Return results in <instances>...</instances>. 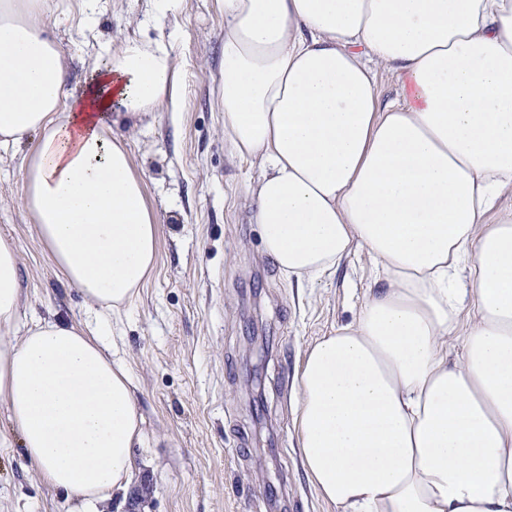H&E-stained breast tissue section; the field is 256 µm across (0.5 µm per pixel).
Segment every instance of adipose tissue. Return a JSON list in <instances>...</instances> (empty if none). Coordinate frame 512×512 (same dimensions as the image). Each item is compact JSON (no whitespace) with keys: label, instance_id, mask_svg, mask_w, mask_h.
I'll return each instance as SVG.
<instances>
[{"label":"adipose tissue","instance_id":"1","mask_svg":"<svg viewBox=\"0 0 512 512\" xmlns=\"http://www.w3.org/2000/svg\"><path fill=\"white\" fill-rule=\"evenodd\" d=\"M48 4L0 0V148L37 136L21 205L99 329L20 326L0 238V400L43 480L100 512L142 434L100 329L151 273L159 234L110 121L181 111L184 93L171 43L135 39L68 91ZM220 102L281 272L309 283L363 250L385 278L297 376L310 481L338 512H512V211L485 221L512 185V0H224Z\"/></svg>","mask_w":512,"mask_h":512}]
</instances>
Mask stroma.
Masks as SVG:
<instances>
[{
	"label": "stroma",
	"mask_w": 512,
	"mask_h": 512,
	"mask_svg": "<svg viewBox=\"0 0 512 512\" xmlns=\"http://www.w3.org/2000/svg\"><path fill=\"white\" fill-rule=\"evenodd\" d=\"M85 12V0H50L46 15L70 90L85 87L101 46L168 37L185 89L183 111L114 129L160 224L153 271L112 316L108 346L143 423L130 484L106 512H337L303 468L295 380L313 342L350 324L377 288L374 265L361 251L301 288L265 254L249 206L259 171L224 139V0H179L160 22L151 0H102L89 26ZM22 151L0 149V237L27 292L20 321L90 322L22 210ZM75 507L21 445L0 447V512Z\"/></svg>",
	"instance_id": "obj_1"
}]
</instances>
